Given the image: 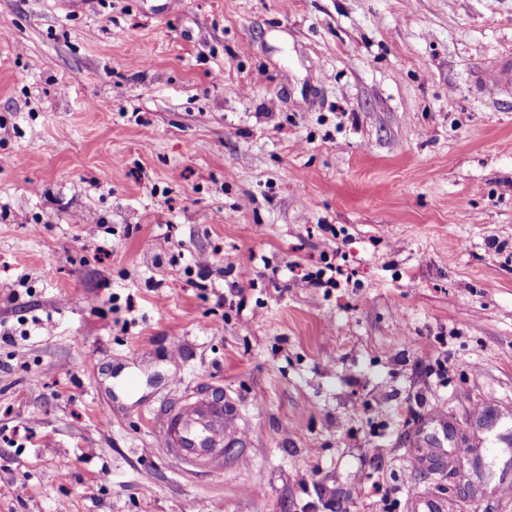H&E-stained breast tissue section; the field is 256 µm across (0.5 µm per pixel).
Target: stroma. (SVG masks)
Wrapping results in <instances>:
<instances>
[{"mask_svg": "<svg viewBox=\"0 0 512 512\" xmlns=\"http://www.w3.org/2000/svg\"><path fill=\"white\" fill-rule=\"evenodd\" d=\"M507 49L512 0H0V512H512ZM200 382L220 476L148 424Z\"/></svg>", "mask_w": 512, "mask_h": 512, "instance_id": "35a3bbf8", "label": "stroma"}]
</instances>
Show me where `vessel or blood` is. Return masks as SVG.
<instances>
[{
  "label": "vessel or blood",
  "instance_id": "1",
  "mask_svg": "<svg viewBox=\"0 0 512 512\" xmlns=\"http://www.w3.org/2000/svg\"><path fill=\"white\" fill-rule=\"evenodd\" d=\"M237 411L220 386L203 389L186 400L164 402L153 413V432L159 447L177 455L192 468L224 471V444L238 436Z\"/></svg>",
  "mask_w": 512,
  "mask_h": 512
}]
</instances>
